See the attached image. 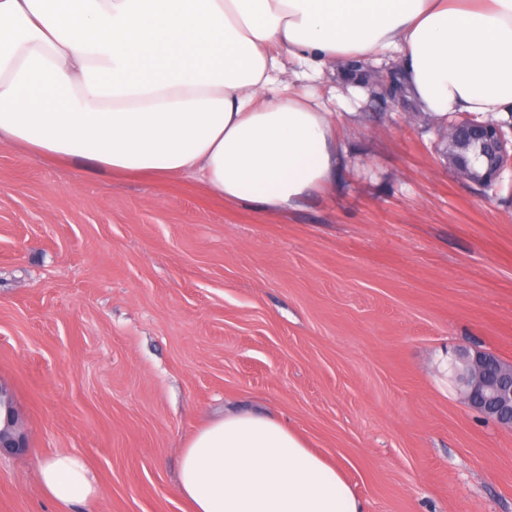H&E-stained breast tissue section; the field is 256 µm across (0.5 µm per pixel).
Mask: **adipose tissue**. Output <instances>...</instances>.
<instances>
[{
    "mask_svg": "<svg viewBox=\"0 0 512 512\" xmlns=\"http://www.w3.org/2000/svg\"><path fill=\"white\" fill-rule=\"evenodd\" d=\"M385 50L436 122L512 118V0H0V145L283 214L343 153L345 97L309 82ZM38 476L62 512L98 492L68 450ZM179 485L192 512H364L340 467L250 411L186 441Z\"/></svg>",
    "mask_w": 512,
    "mask_h": 512,
    "instance_id": "ef3b65f1",
    "label": "adipose tissue"
}]
</instances>
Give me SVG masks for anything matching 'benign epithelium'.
I'll return each mask as SVG.
<instances>
[{
  "instance_id": "1",
  "label": "benign epithelium",
  "mask_w": 512,
  "mask_h": 512,
  "mask_svg": "<svg viewBox=\"0 0 512 512\" xmlns=\"http://www.w3.org/2000/svg\"><path fill=\"white\" fill-rule=\"evenodd\" d=\"M475 135L486 140L485 146L495 156V174L512 165V139L503 131L486 127L476 130ZM452 369L463 400L485 418L512 429V364L493 353L477 351L458 355L452 361ZM0 401L6 409L4 425L0 427V453L18 450L24 447V436L15 430L12 395L1 386Z\"/></svg>"
}]
</instances>
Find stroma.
Returning <instances> with one entry per match:
<instances>
[{"label": "stroma", "instance_id": "stroma-1", "mask_svg": "<svg viewBox=\"0 0 512 512\" xmlns=\"http://www.w3.org/2000/svg\"><path fill=\"white\" fill-rule=\"evenodd\" d=\"M348 107L335 188L286 214L0 148V384L26 441L0 512H57L38 465L60 449L97 480L81 512H189L180 450L227 407L287 420L365 512H512V431L440 365L512 361V170L474 185L427 114Z\"/></svg>", "mask_w": 512, "mask_h": 512}]
</instances>
